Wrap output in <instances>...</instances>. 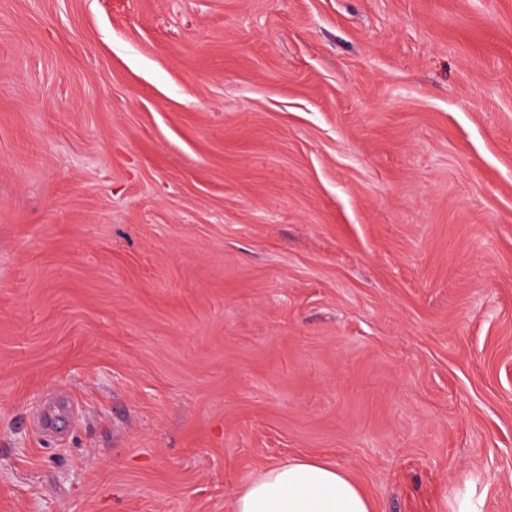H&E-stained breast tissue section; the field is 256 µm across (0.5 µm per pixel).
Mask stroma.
I'll list each match as a JSON object with an SVG mask.
<instances>
[{"label": "stroma", "mask_w": 512, "mask_h": 512, "mask_svg": "<svg viewBox=\"0 0 512 512\" xmlns=\"http://www.w3.org/2000/svg\"><path fill=\"white\" fill-rule=\"evenodd\" d=\"M298 456L512 512V0H0V512Z\"/></svg>", "instance_id": "stroma-1"}]
</instances>
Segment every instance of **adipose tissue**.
Masks as SVG:
<instances>
[{
    "mask_svg": "<svg viewBox=\"0 0 512 512\" xmlns=\"http://www.w3.org/2000/svg\"><path fill=\"white\" fill-rule=\"evenodd\" d=\"M233 512H374V505L344 469L305 457L263 469L237 490Z\"/></svg>",
    "mask_w": 512,
    "mask_h": 512,
    "instance_id": "ef3b65f1",
    "label": "adipose tissue"
}]
</instances>
